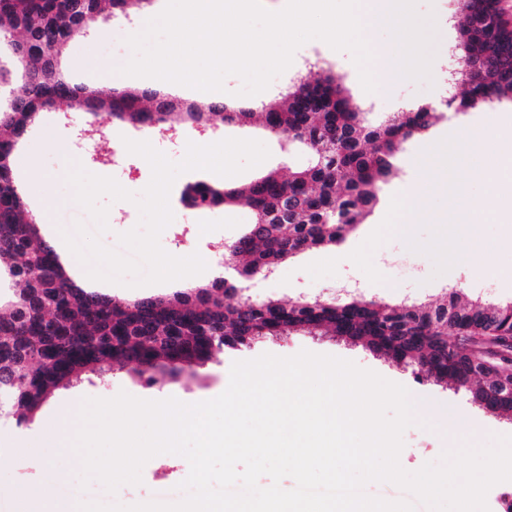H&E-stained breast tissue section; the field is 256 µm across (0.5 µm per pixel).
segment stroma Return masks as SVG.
Segmentation results:
<instances>
[{
  "label": "stroma",
  "mask_w": 512,
  "mask_h": 512,
  "mask_svg": "<svg viewBox=\"0 0 512 512\" xmlns=\"http://www.w3.org/2000/svg\"><path fill=\"white\" fill-rule=\"evenodd\" d=\"M143 9L133 8L130 16H113L104 10L89 34L74 39L62 54L66 76L72 84L101 92L111 90L113 68L122 66L132 56L127 36L139 26ZM420 16H434L436 33L430 79L414 80L390 75L376 92H365L359 82L358 69L350 52L336 51L312 40L294 54L288 70L276 77L267 89L275 95L290 79L303 76L309 59L329 64L341 77L351 96L366 104L372 122L404 106H422L442 99L448 93L444 82L451 64L458 20L454 0H417ZM498 119L500 138L512 137V101L499 103L493 111L454 112L444 117L426 135L407 141L396 163L397 174L383 187L380 202L364 224L346 236L342 247L347 255H339L335 247H313L280 263L269 277L249 281L247 296L255 300L343 299L357 295L387 304H439L450 289H458L473 300L488 303L512 302V226L493 223L480 227V243L486 248L484 263L463 268L453 261L466 243L454 232V216L448 209L444 191L411 184L428 170L438 178L443 165L455 154L453 131L464 123L484 128L490 117ZM89 115L81 112L63 117L60 111L41 112L38 119L18 140L13 159L15 181L28 209L40 223L49 225L46 239L58 242L62 232L73 230L76 223L91 225L87 212L74 200V190L66 175L73 164H81L88 172L114 178L123 188L141 193L152 176L148 162L140 156L123 154L114 159L113 149L121 137L150 142L171 161L183 159L187 143L211 144L226 138L254 139L268 147L269 158L262 164L236 175L246 183L272 169L287 171L304 162L300 153L290 152L283 142L266 136L258 124L222 125L207 133L198 128L171 132L162 127L139 129L113 126L106 133L95 131ZM66 142L68 152H60L57 142ZM38 167L48 176L41 190L31 187V167ZM205 180L218 182L216 174L190 171L180 175L170 193L174 214L172 223L162 232L160 244L169 254L185 257L199 253L204 260L217 258L218 248L243 235L252 213L243 205L197 212L180 201L188 183ZM420 192L422 209L414 216L411 238L399 236L394 226L400 220L412 192ZM307 350L331 355L372 370L385 379L405 386L414 402L415 414L427 420V427L417 425L406 429L404 447L399 458L402 468L413 472L424 463L438 460L444 450L468 443L475 446L491 444L493 436L512 435V415L485 412L472 401L465 387L445 386L420 374L417 368L402 366L373 354L362 344L348 343L330 335H293L266 340L242 351H225L213 362L199 368L196 375L181 374L161 384H150L128 370L113 372L108 385L88 383L59 389L36 412L28 426L0 424V512H15L19 488L40 484L45 475L43 458H53L61 474L59 483L48 486L47 512H69L78 501L106 502L116 499L124 505L152 500L174 502L182 494L177 486L189 473V464L181 456L150 459L142 470L140 485L123 486L116 495H109L102 484L91 481L80 488V461L74 450H60L61 437H73L77 428L80 403L86 398H111L119 392L146 400L170 397L191 404L220 395L228 386L233 362L251 360L265 353L290 357ZM38 431L39 447L32 455L19 460L11 447L24 429Z\"/></svg>",
  "instance_id": "1"
}]
</instances>
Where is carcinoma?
<instances>
[{
    "mask_svg": "<svg viewBox=\"0 0 512 512\" xmlns=\"http://www.w3.org/2000/svg\"><path fill=\"white\" fill-rule=\"evenodd\" d=\"M144 0H0V33H17L25 59L21 103L0 110V410L18 423L60 388L106 380L130 368L162 383L184 370L195 375L226 349L242 350L267 338L324 330L397 364L414 366L437 383L476 384L495 408L512 412V302L462 301L453 289L437 305H398L363 298L345 301L265 299L244 295L247 283L312 247L336 245L373 213L382 185L394 174L404 143L444 118L446 107L405 108L377 126L352 100L331 66L308 64L306 76L264 104L261 112L226 111L220 100L184 110L157 94L110 96L69 85L71 108L104 124L151 127L164 123L241 124L258 116L265 132L307 151L306 163L273 170L247 184L226 187L199 181L182 200L203 208L247 204L253 221L245 234L222 245L235 272L208 288L133 302L78 287L62 269L54 247L37 231L12 171L13 146L45 108H59L52 85H68L58 63L69 40L63 35L103 12L125 15ZM461 15L454 49L469 70L456 110H485L512 100V19L500 0H456ZM86 344L104 349L91 362L73 359Z\"/></svg>",
    "mask_w": 512,
    "mask_h": 512,
    "instance_id": "cac0c4a2",
    "label": "carcinoma"
}]
</instances>
